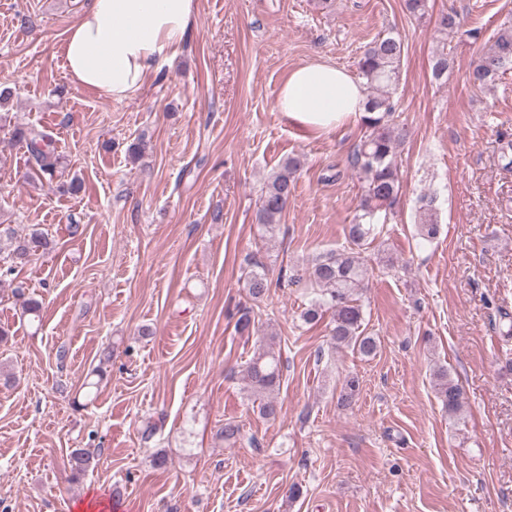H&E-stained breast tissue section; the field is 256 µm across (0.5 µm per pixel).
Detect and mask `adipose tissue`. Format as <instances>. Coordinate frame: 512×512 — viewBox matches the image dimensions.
<instances>
[{
  "label": "adipose tissue",
  "mask_w": 512,
  "mask_h": 512,
  "mask_svg": "<svg viewBox=\"0 0 512 512\" xmlns=\"http://www.w3.org/2000/svg\"><path fill=\"white\" fill-rule=\"evenodd\" d=\"M195 19L196 0H90L64 39L71 83L111 101L127 98L183 44ZM367 96L343 69L314 62L289 74L276 108L304 134L321 135L359 121Z\"/></svg>",
  "instance_id": "1"
}]
</instances>
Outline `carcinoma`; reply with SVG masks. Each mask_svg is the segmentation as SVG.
<instances>
[{"label": "carcinoma", "instance_id": "cac0c4a2", "mask_svg": "<svg viewBox=\"0 0 512 512\" xmlns=\"http://www.w3.org/2000/svg\"><path fill=\"white\" fill-rule=\"evenodd\" d=\"M435 25L437 31L443 34L459 33L474 42L481 36L476 28H464L463 19L454 11L441 13ZM403 55L404 41L400 36L389 33L371 43L357 63L359 76L365 80L368 88V97L365 114L360 119L365 134L351 156L352 166L360 174L363 186L357 213L347 229L349 246L313 257L291 276V281L311 289L308 306L301 314L303 323L314 326L326 314H332L329 330L331 347L350 348L364 358L376 355L378 343L376 337L367 333L364 327L359 293L369 281L370 270L359 249L367 241L375 239L378 225L387 222L398 202L400 179L395 158L399 146L409 136V129L395 116L392 93ZM453 64L454 60L448 56L447 49H436L431 59L432 77L442 79ZM510 64L512 20L500 25L491 46L478 54L469 73L470 83L481 88L492 86ZM15 136L25 143L39 172L54 177L59 154L52 139L34 128L19 130ZM499 144L503 169L512 170V137L501 134ZM297 169L298 161L290 158L266 183L258 213V221L263 226L271 228L280 222L288 207L293 174ZM435 202L433 196L422 199L416 215L418 235L428 242L439 234V212ZM50 245L48 235L35 224L27 237L18 241L7 255L0 256V264H5L6 272L11 274L16 268L27 265L32 256L47 250ZM250 266L251 271L245 277V288L252 299L260 300L270 288V281L263 263L254 259ZM14 294L22 313L39 316L42 307L39 299L25 294L21 286L15 288ZM273 343L274 337L266 339L244 369L251 392L260 400L259 412L268 419L276 418L279 411L277 402L269 397L280 385L281 379L280 361L273 351ZM433 378L436 395L448 411V416H456L463 406L461 387L450 377L448 370L442 367L434 372ZM359 393V378L348 376L342 385L338 402L343 407H349ZM219 435L234 444L245 439L257 445L256 440L246 437L242 427L234 422L224 423ZM69 464L72 477L76 479L95 468L96 459L89 452L76 448L70 453Z\"/></svg>", "mask_w": 512, "mask_h": 512}]
</instances>
